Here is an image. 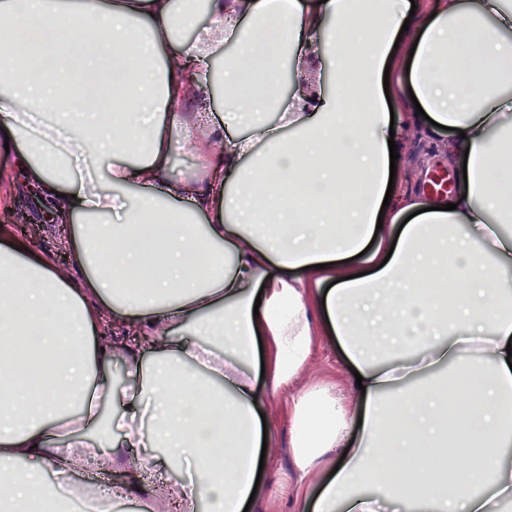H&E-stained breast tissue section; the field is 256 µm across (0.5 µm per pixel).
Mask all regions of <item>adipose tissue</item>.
Listing matches in <instances>:
<instances>
[{
  "mask_svg": "<svg viewBox=\"0 0 512 512\" xmlns=\"http://www.w3.org/2000/svg\"><path fill=\"white\" fill-rule=\"evenodd\" d=\"M326 59L334 91H309ZM427 118L454 191L390 188ZM511 138L512 0H0V148L69 226L63 267L0 227V462H28L0 512H73L46 473L92 463L157 512L142 471L160 456L193 471L177 512H243L267 393L291 401L300 512H502ZM319 330L361 375L352 396L299 388ZM29 357L48 365L33 398ZM463 384L489 408L457 422Z\"/></svg>",
  "mask_w": 512,
  "mask_h": 512,
  "instance_id": "obj_1",
  "label": "adipose tissue"
}]
</instances>
